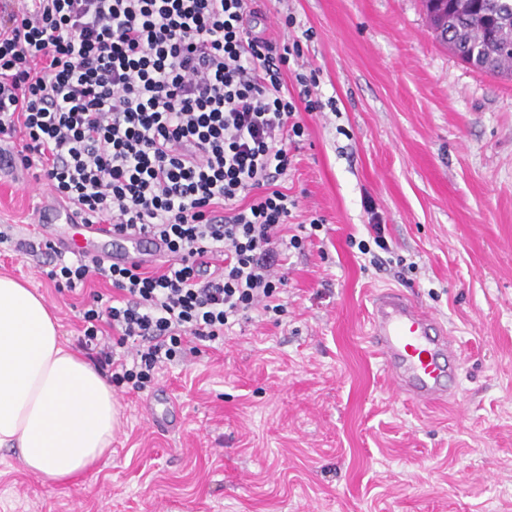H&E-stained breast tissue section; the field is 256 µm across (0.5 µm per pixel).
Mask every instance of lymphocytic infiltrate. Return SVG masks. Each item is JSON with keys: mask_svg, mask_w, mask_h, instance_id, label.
Instances as JSON below:
<instances>
[{"mask_svg": "<svg viewBox=\"0 0 512 512\" xmlns=\"http://www.w3.org/2000/svg\"><path fill=\"white\" fill-rule=\"evenodd\" d=\"M248 0H0V161L36 167L84 223L160 239L162 264L46 258L57 290L93 293L81 347L117 384L146 390L191 344L222 339L253 312L278 314L295 199L277 187L315 112L316 76L281 70L300 49L250 24Z\"/></svg>", "mask_w": 512, "mask_h": 512, "instance_id": "f902f5d3", "label": "lymphocytic infiltrate"}]
</instances>
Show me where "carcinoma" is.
<instances>
[{"label":"carcinoma","mask_w":512,"mask_h":512,"mask_svg":"<svg viewBox=\"0 0 512 512\" xmlns=\"http://www.w3.org/2000/svg\"><path fill=\"white\" fill-rule=\"evenodd\" d=\"M437 38L471 68L512 77V0H422Z\"/></svg>","instance_id":"cac0c4a2"}]
</instances>
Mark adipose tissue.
<instances>
[{
    "instance_id": "1",
    "label": "adipose tissue",
    "mask_w": 512,
    "mask_h": 512,
    "mask_svg": "<svg viewBox=\"0 0 512 512\" xmlns=\"http://www.w3.org/2000/svg\"><path fill=\"white\" fill-rule=\"evenodd\" d=\"M118 415L111 383L62 343L44 297L0 275V447L60 484L111 453Z\"/></svg>"
}]
</instances>
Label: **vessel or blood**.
Wrapping results in <instances>:
<instances>
[{
  "label": "vessel or blood",
  "instance_id": "b4317fda",
  "mask_svg": "<svg viewBox=\"0 0 512 512\" xmlns=\"http://www.w3.org/2000/svg\"><path fill=\"white\" fill-rule=\"evenodd\" d=\"M61 220L74 224L78 218L61 202H45L38 211L35 237L47 238L49 226ZM161 252L157 243L120 239L108 256L123 263L146 260ZM368 324V343L406 400L428 407L454 397L463 355L456 337L440 318L425 311L406 292L387 289L373 297Z\"/></svg>",
  "mask_w": 512,
  "mask_h": 512
}]
</instances>
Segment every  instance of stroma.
I'll list each match as a JSON object with an SVG mask.
<instances>
[{
    "label": "stroma",
    "mask_w": 512,
    "mask_h": 512,
    "mask_svg": "<svg viewBox=\"0 0 512 512\" xmlns=\"http://www.w3.org/2000/svg\"><path fill=\"white\" fill-rule=\"evenodd\" d=\"M258 28L299 42L281 80L316 73L318 112L278 185L289 225L321 218L289 259L286 315L200 343L151 389L114 387L110 458L45 484L0 449V512H512V79L439 44L421 0H251ZM295 25L285 26L286 16ZM46 181L0 173V225L27 236ZM391 247L361 254L371 223ZM0 273L28 282L82 336V296L0 244ZM407 291L464 352L457 394L398 397L366 342L369 300ZM167 390L178 418L142 409Z\"/></svg>",
    "instance_id": "35a3bbf8"
}]
</instances>
